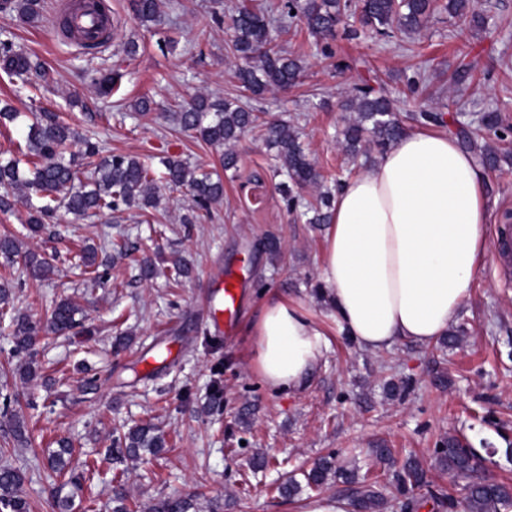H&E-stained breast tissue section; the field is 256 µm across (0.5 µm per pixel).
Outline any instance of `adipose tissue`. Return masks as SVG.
I'll list each match as a JSON object with an SVG mask.
<instances>
[{
    "mask_svg": "<svg viewBox=\"0 0 512 512\" xmlns=\"http://www.w3.org/2000/svg\"><path fill=\"white\" fill-rule=\"evenodd\" d=\"M487 178L456 137L410 131L337 193L318 268L346 335L379 353L429 344L456 320L487 251ZM253 367L274 392L303 389L330 349L318 321L273 295L249 321Z\"/></svg>",
    "mask_w": 512,
    "mask_h": 512,
    "instance_id": "adipose-tissue-1",
    "label": "adipose tissue"
}]
</instances>
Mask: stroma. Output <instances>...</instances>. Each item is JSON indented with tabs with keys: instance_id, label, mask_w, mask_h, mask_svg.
I'll use <instances>...</instances> for the list:
<instances>
[{
	"instance_id": "1",
	"label": "stroma",
	"mask_w": 512,
	"mask_h": 512,
	"mask_svg": "<svg viewBox=\"0 0 512 512\" xmlns=\"http://www.w3.org/2000/svg\"><path fill=\"white\" fill-rule=\"evenodd\" d=\"M59 2L43 0L41 18L31 25L0 13V39L38 58L46 73L35 90L21 88L0 70V107L8 104L20 113L17 121L0 123V157L15 155L24 143L28 114L48 110L91 136L102 155L136 156L159 174L160 157L171 156L220 174L224 199L200 224L181 221L190 204L183 188L163 189L162 204L145 212L106 211L79 220L61 208L36 237L28 232L27 207L0 211V233L22 239L55 269L39 281L27 277L23 257L10 264L0 259V284L11 288L15 308L38 320L67 296L82 322L68 335L40 341L41 377L24 384L16 370L26 356L14 349L10 321H0V465L23 473L32 512H54L52 494L61 480L47 456L60 439L69 440L75 462L90 469L81 497L92 500L94 512H106L118 473L130 501L139 505L195 493L201 512H299L313 493L282 502L276 490L281 474L333 452L339 464L385 481L387 466L369 454L380 443L392 448L397 463L413 457L423 465L431 489L448 502L440 512H462L463 480L441 472L435 462L437 448L451 435L483 458V477L512 485V288L499 281L494 252L484 255L457 319L465 329L459 344L402 342L383 354L362 351L311 289L325 227L288 212L280 191L287 177L274 175L262 143L245 135L234 147L236 167L226 171L220 149L164 117L169 105L200 94L237 93L224 27L201 22L213 0H175L176 10H162L148 29L134 20L130 0H109L115 25L93 58L58 36ZM470 7L486 17L487 30L465 29L447 17L420 33L386 40L337 37L336 57L349 64L341 74L292 24L284 46L304 60L305 78L253 106L288 114L325 174L365 167L336 143L350 117L339 102L354 83H383L394 92L398 78L420 69L442 86L443 95L399 98L400 113L433 110L445 122L474 125L481 112L495 109L512 125V0H471ZM131 41L138 50L129 57L124 47ZM467 62L490 69L493 77L472 83L462 107L445 110L456 90L450 77ZM116 63L123 72L119 86L111 97L98 96L93 73ZM141 98L151 102L148 114L133 108ZM268 233L281 241L278 256L262 247ZM122 240L131 245L130 255H112L111 242ZM86 245L108 263L103 282L92 290L73 260ZM157 250L186 256L193 263L191 277L177 283L163 270L140 279L138 260ZM219 271L239 282L234 328L221 333L207 299L209 279ZM273 293L300 300L331 342L325 363L299 393L270 391L251 364L253 343L245 328ZM126 331L132 343L113 353V337ZM90 374L96 377L91 388L85 385ZM217 379L224 399L210 411L206 403ZM390 383L407 384L408 390L389 397ZM10 413L24 420L29 446L14 442ZM148 421L166 432V452L129 469L107 457L114 427ZM261 453L274 464L253 470L252 459Z\"/></svg>"
}]
</instances>
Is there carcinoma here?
Returning <instances> with one entry per match:
<instances>
[{"mask_svg": "<svg viewBox=\"0 0 512 512\" xmlns=\"http://www.w3.org/2000/svg\"><path fill=\"white\" fill-rule=\"evenodd\" d=\"M134 19L146 28L157 21L161 0H131ZM448 12L465 26L481 31L485 28V17L469 9V0H445L437 5L436 0H281L278 18L266 15L247 0L231 8L228 14L215 9L207 12L211 20L224 24L230 34L231 49L238 60L236 76L242 92L253 98L267 92L285 91L296 85L304 76L305 66L301 58L285 51L280 45L282 35L289 33L290 22L296 20L320 47L326 59L335 57L332 41L336 38V26L349 14L358 16L361 31L353 35H374L388 38L397 30L415 34L425 28L436 11ZM16 13L29 24L40 18V0H0V13ZM0 63L5 73L21 81L38 68L28 56L17 52L9 42L0 43ZM490 71L477 72V66L464 63L455 72L454 83L458 89H466V83L486 80ZM121 73L111 70L98 72L92 85L99 95L112 94ZM345 109L353 116L341 131V144L346 153L357 157L375 149L383 153L391 148L406 132L394 112V100L367 83L350 88ZM169 120L180 128L192 132L214 147H228L222 164L230 170L237 164L236 153L229 149L243 135L251 132L273 151L275 172L288 176L290 184L283 186V199L288 209L302 205L299 191L310 188L317 192L315 202L306 213L308 223H330V210L334 195L332 189H340V179L326 178L316 162L304 151L300 132L288 117L268 115L243 106L236 99H212L197 96L185 105H179L167 113ZM504 140L512 135V126L503 124L498 111L483 113L478 127L463 132L462 143L475 156L477 163L488 170L501 168L512 162V156L501 153L486 141V133ZM79 144L81 161L75 156L65 158L72 145ZM167 186L189 190L194 207L181 218L183 224H195L210 213L212 205L224 197L221 177L188 162L173 157H162ZM0 210L8 211L17 200L29 208L30 231L42 230L59 201L76 217L85 219L103 211L123 213L138 208L146 210L159 206L160 188L156 185L151 167L136 157L123 154L100 156V150L91 138L80 134L70 124L60 119L55 112H33L28 126L25 150L20 157L0 161ZM38 203H33V200ZM24 254L28 275L37 280L49 278L53 266L34 251H21V242L13 235L0 236V257L9 263L19 254ZM171 263L174 279L188 278L192 268L182 257L172 260L160 251L145 258L140 265V276L153 278L159 265ZM10 289L0 285V314L11 315L15 350L28 354V361L21 369V376L31 381L38 376L36 345L46 334H61L77 325L78 307L68 298L55 302L46 321H35L29 315L15 311L8 313ZM58 449L49 454L50 467L60 475L67 476L64 485L71 492L62 494V487L53 492V506L57 512H80L82 505L76 503L82 491L84 471L72 459L69 442L57 441ZM166 435L152 423L136 425L117 432L112 439L113 459L120 463H138L145 455L153 457L165 451ZM476 454L464 448L461 441L450 436L444 447L437 449V463L441 470L466 475L475 470ZM305 483L287 478L278 487V494L295 497L302 487L321 491L333 482H341L349 489V505L354 512H385L387 500L376 488V483L353 469L337 464L336 456L321 457L304 472ZM392 480L398 492L407 497L405 509L420 512L428 500L438 507L445 501L434 495L424 496L418 490L428 486L426 472L415 461L407 462L394 471ZM23 474L9 466L0 467V512H29V503L22 495ZM512 505V489L498 482L479 480L467 487L462 502L463 512H501ZM111 512H134L124 489L112 490ZM148 512H198V502L193 496L159 497L148 506Z\"/></svg>", "mask_w": 512, "mask_h": 512, "instance_id": "carcinoma-1", "label": "carcinoma"}]
</instances>
